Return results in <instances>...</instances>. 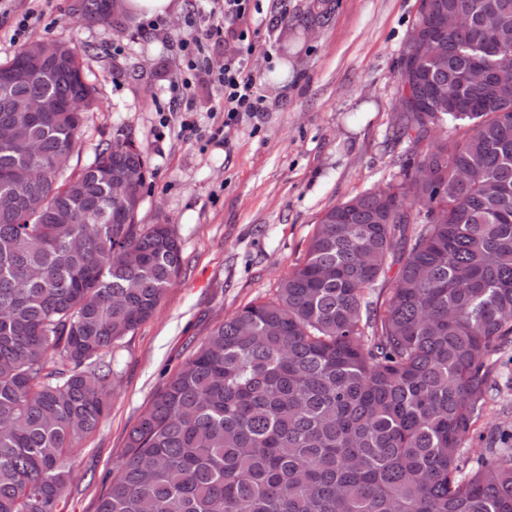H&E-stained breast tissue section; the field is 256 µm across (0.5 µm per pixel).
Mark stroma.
I'll list each match as a JSON object with an SVG mask.
<instances>
[{
  "label": "stroma",
  "instance_id": "obj_1",
  "mask_svg": "<svg viewBox=\"0 0 512 512\" xmlns=\"http://www.w3.org/2000/svg\"><path fill=\"white\" fill-rule=\"evenodd\" d=\"M312 2L258 0L247 19L258 34L248 67L266 109L240 116L218 142L215 89L200 79L188 93L174 88L186 16L208 15L211 0H180L155 35L141 18L83 20L76 0H45L33 22L35 36L84 47L83 70L97 88L71 172L104 144L133 142L150 171L138 219L170 225L183 256L155 314L112 346L108 412L74 451L60 512H97L127 435L155 394L217 323L272 297L328 208L401 178L411 153L393 135L397 73L418 0H327L323 15ZM283 9L285 22L267 31ZM301 19L308 36L285 58L280 44ZM186 108L193 136L180 131ZM496 374L499 389L465 442L472 461L486 455L488 431L512 432V356H499Z\"/></svg>",
  "mask_w": 512,
  "mask_h": 512
}]
</instances>
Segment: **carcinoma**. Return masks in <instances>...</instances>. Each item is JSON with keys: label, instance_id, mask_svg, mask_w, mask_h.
Returning a JSON list of instances; mask_svg holds the SVG:
<instances>
[{"label": "carcinoma", "instance_id": "carcinoma-1", "mask_svg": "<svg viewBox=\"0 0 512 512\" xmlns=\"http://www.w3.org/2000/svg\"><path fill=\"white\" fill-rule=\"evenodd\" d=\"M440 2L459 18L447 56L406 43L397 76L415 111L395 136L433 179L407 169L327 209L273 296L214 327L155 395L97 512H512V448L469 467L462 451L492 357L512 349V0ZM78 10L105 20L107 0ZM61 46L0 99V512H58L107 410L112 344L183 264L170 225L139 224L100 174L146 167L130 142L27 176L24 145L72 157L95 105L84 49ZM475 62L491 82H467ZM429 83L465 105L432 111ZM35 98L52 111H24Z\"/></svg>", "mask_w": 512, "mask_h": 512}]
</instances>
